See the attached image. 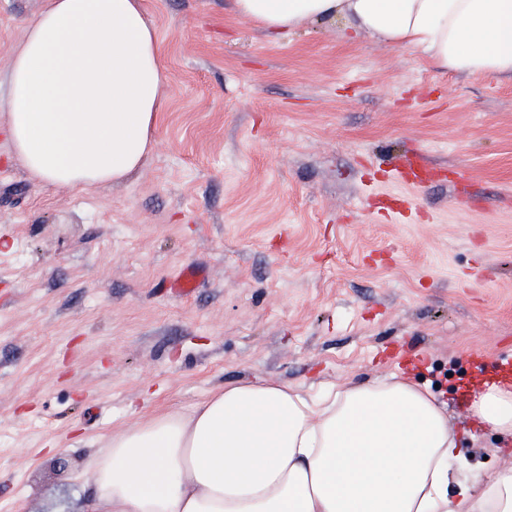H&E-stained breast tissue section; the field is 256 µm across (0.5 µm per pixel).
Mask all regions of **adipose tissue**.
Masks as SVG:
<instances>
[{"label":"adipose tissue","mask_w":512,"mask_h":512,"mask_svg":"<svg viewBox=\"0 0 512 512\" xmlns=\"http://www.w3.org/2000/svg\"><path fill=\"white\" fill-rule=\"evenodd\" d=\"M275 38L345 22L437 67L512 76V0H232ZM167 74L143 0H45L7 75L14 159L39 184L86 191L146 161ZM458 435L413 378L333 387L317 398L231 381L191 411L114 433L80 477L82 512H512V468L459 480L462 437L512 433V383L473 391Z\"/></svg>","instance_id":"ef3b65f1"}]
</instances>
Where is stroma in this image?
I'll list each match as a JSON object with an SVG mask.
<instances>
[{
    "label": "stroma",
    "instance_id": "stroma-1",
    "mask_svg": "<svg viewBox=\"0 0 512 512\" xmlns=\"http://www.w3.org/2000/svg\"><path fill=\"white\" fill-rule=\"evenodd\" d=\"M44 0H0V82ZM166 104L127 181H32L0 135V512H80L112 433L230 381L410 374L470 423L512 360V78L231 0H144ZM188 266L191 297L165 283ZM512 466L468 442L458 477Z\"/></svg>",
    "mask_w": 512,
    "mask_h": 512
}]
</instances>
